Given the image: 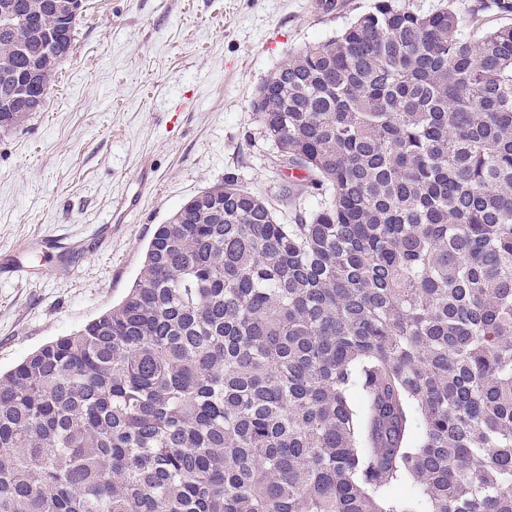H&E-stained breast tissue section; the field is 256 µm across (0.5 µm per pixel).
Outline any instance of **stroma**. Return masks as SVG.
I'll return each instance as SVG.
<instances>
[{"instance_id": "1", "label": "stroma", "mask_w": 512, "mask_h": 512, "mask_svg": "<svg viewBox=\"0 0 512 512\" xmlns=\"http://www.w3.org/2000/svg\"><path fill=\"white\" fill-rule=\"evenodd\" d=\"M377 2L84 0L44 108L0 131V371L119 303L157 225L226 177L282 223L314 207L317 192L298 193L272 164L251 99L289 53L336 37ZM410 2L512 26L492 0ZM145 165L154 183L141 206L111 223ZM41 235L55 249L23 252Z\"/></svg>"}]
</instances>
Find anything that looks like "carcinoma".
Masks as SVG:
<instances>
[{"label": "carcinoma", "instance_id": "carcinoma-1", "mask_svg": "<svg viewBox=\"0 0 512 512\" xmlns=\"http://www.w3.org/2000/svg\"><path fill=\"white\" fill-rule=\"evenodd\" d=\"M43 2L0 0V101L42 89L0 129L72 51L75 17L30 68ZM251 106L327 195L282 224L205 188L120 303L0 374V512H512V26L381 0Z\"/></svg>", "mask_w": 512, "mask_h": 512}]
</instances>
